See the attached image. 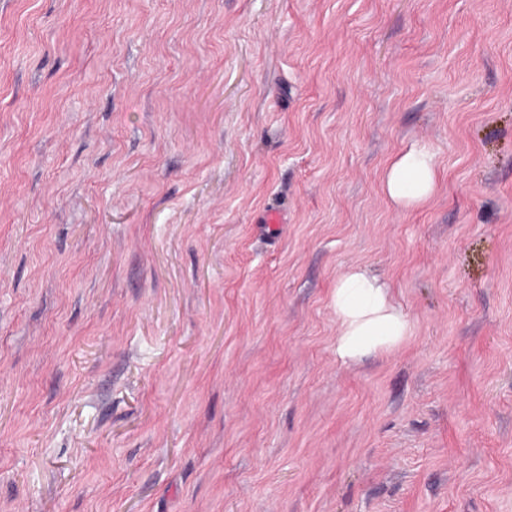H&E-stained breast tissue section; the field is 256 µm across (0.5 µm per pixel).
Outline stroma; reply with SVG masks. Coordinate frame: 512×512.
Returning <instances> with one entry per match:
<instances>
[{
	"instance_id": "35a3bbf8",
	"label": "stroma",
	"mask_w": 512,
	"mask_h": 512,
	"mask_svg": "<svg viewBox=\"0 0 512 512\" xmlns=\"http://www.w3.org/2000/svg\"><path fill=\"white\" fill-rule=\"evenodd\" d=\"M0 512H512V0H0ZM383 191L395 204L412 207L425 202L436 188L433 153L425 145H414L387 169ZM331 306L339 325L336 357L344 363L392 352L413 335L414 325L390 285L363 268H352L338 279Z\"/></svg>"
}]
</instances>
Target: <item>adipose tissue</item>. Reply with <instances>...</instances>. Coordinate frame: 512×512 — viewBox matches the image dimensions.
I'll use <instances>...</instances> for the list:
<instances>
[{"instance_id":"adipose-tissue-1","label":"adipose tissue","mask_w":512,"mask_h":512,"mask_svg":"<svg viewBox=\"0 0 512 512\" xmlns=\"http://www.w3.org/2000/svg\"><path fill=\"white\" fill-rule=\"evenodd\" d=\"M435 188L434 155L423 145L410 147L393 161L383 182L387 197L403 207L425 202ZM331 306L339 325L335 351L342 362L394 351L413 334L414 325L390 285L365 269H350L338 279Z\"/></svg>"}]
</instances>
